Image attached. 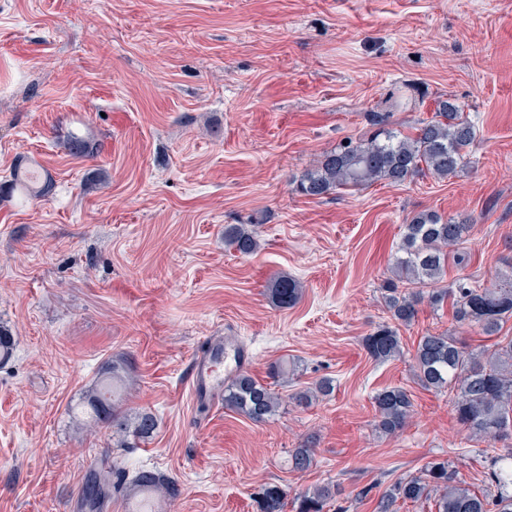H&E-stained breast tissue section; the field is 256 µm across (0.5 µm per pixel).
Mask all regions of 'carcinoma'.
Wrapping results in <instances>:
<instances>
[{
	"mask_svg": "<svg viewBox=\"0 0 512 512\" xmlns=\"http://www.w3.org/2000/svg\"><path fill=\"white\" fill-rule=\"evenodd\" d=\"M373 131L358 140H348L325 154L313 168L304 172L298 191L309 197L321 198L339 188L359 187L377 181L394 184L406 182L419 173L446 178L462 167L467 149L475 141L477 130L463 116L457 103L446 99L438 102L434 116L419 123L415 133L401 136L387 128L385 116L368 114ZM71 154L84 156L92 150L88 139L76 133L67 135ZM11 189L18 192L20 202L32 197H45L52 192L53 181L42 169L28 167L14 178ZM471 225L444 221L432 212H422L404 225L394 274L411 286L400 291L390 285L387 307L395 325L383 324L363 338L369 357L386 362L402 354L398 326H408L418 315L423 301L439 307L449 303L453 319L459 326L476 327L482 335L499 334L512 319V274L489 286H477L466 278H457L442 285L449 264L464 265L466 256L459 246ZM224 244L242 256L258 249L253 232L243 224L224 227ZM269 292L279 308L295 306L301 297V285L288 275L275 277ZM414 372L420 384L428 389L456 390L453 410L469 437L487 441L512 439V338H503L480 350L447 333H428L420 337L415 353ZM124 376L112 369L96 382L87 399L89 417L106 422L117 433L131 432L136 438H147L156 429L157 420L148 411L138 413L128 423L122 406ZM377 412L376 427L380 432L394 435L403 431L414 414L410 394L401 386L386 387L374 396ZM281 399L268 385L241 372L224 386V407L262 422L278 412ZM488 485L476 492L459 478L454 463L446 459L428 462L421 473L402 478L381 496L378 512H397V503L434 500L436 512H512V449L497 453L492 449ZM131 483H151L155 490L174 497L178 488L160 475L147 470L131 478L112 476L110 470H94L86 480L84 504L102 508L112 497V490ZM334 492L328 486L319 487L296 499V512H324ZM287 491L270 484L260 493L261 512H284Z\"/></svg>",
	"mask_w": 512,
	"mask_h": 512,
	"instance_id": "carcinoma-1",
	"label": "carcinoma"
}]
</instances>
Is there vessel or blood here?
I'll return each instance as SVG.
<instances>
[{
  "label": "vessel or blood",
  "mask_w": 512,
  "mask_h": 512,
  "mask_svg": "<svg viewBox=\"0 0 512 512\" xmlns=\"http://www.w3.org/2000/svg\"><path fill=\"white\" fill-rule=\"evenodd\" d=\"M253 355L239 343L220 336L202 340L191 359L189 392L192 402L218 403L224 394V373L248 368ZM122 512H166V504L152 486L125 490Z\"/></svg>",
  "instance_id": "b4317fda"
}]
</instances>
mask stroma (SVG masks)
<instances>
[{
    "mask_svg": "<svg viewBox=\"0 0 512 512\" xmlns=\"http://www.w3.org/2000/svg\"><path fill=\"white\" fill-rule=\"evenodd\" d=\"M462 106L478 136L467 163L438 179L379 181L321 198L301 174L386 112L412 133L438 100ZM81 130L95 145L66 146ZM54 182L22 203L16 167ZM434 211L470 224L466 276L489 285L512 258V0H0V512H82L85 479L106 466L175 481L170 512H260L269 484L293 498L338 487L325 512H376L397 479L435 458L471 489L488 471L450 392L413 375L426 333L472 348L450 307L421 304L400 327L403 353L369 358L362 339L389 322L383 285L407 218ZM248 224L244 257L224 227ZM302 287L291 308L269 284ZM208 336L249 348L248 372L282 399L256 422L193 407L191 356ZM293 368L288 382L272 365ZM123 366L128 417L151 437L122 444L72 405ZM330 380L310 405L294 393ZM404 387L398 435L376 428L374 396ZM310 467L293 470L297 448ZM269 292L272 302L280 308L295 306L301 297V285L298 280L288 275L275 277L270 285Z\"/></svg>",
    "mask_w": 512,
    "mask_h": 512,
    "instance_id": "obj_1",
    "label": "stroma"
}]
</instances>
